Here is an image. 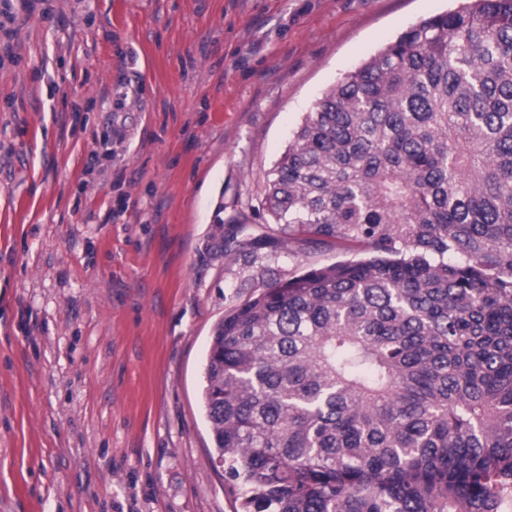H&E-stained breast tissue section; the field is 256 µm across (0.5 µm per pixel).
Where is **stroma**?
Here are the masks:
<instances>
[{
	"instance_id": "obj_1",
	"label": "stroma",
	"mask_w": 512,
	"mask_h": 512,
	"mask_svg": "<svg viewBox=\"0 0 512 512\" xmlns=\"http://www.w3.org/2000/svg\"><path fill=\"white\" fill-rule=\"evenodd\" d=\"M454 0H35L0 52V512H234L214 326L308 249L225 258L330 85Z\"/></svg>"
}]
</instances>
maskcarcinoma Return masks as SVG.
I'll return each mask as SVG.
<instances>
[{"mask_svg":"<svg viewBox=\"0 0 512 512\" xmlns=\"http://www.w3.org/2000/svg\"><path fill=\"white\" fill-rule=\"evenodd\" d=\"M224 257L346 259L230 310L200 407L236 512H499L512 484V0L331 86ZM297 249H292V246Z\"/></svg>","mask_w":512,"mask_h":512,"instance_id":"obj_1","label":"carcinoma"}]
</instances>
